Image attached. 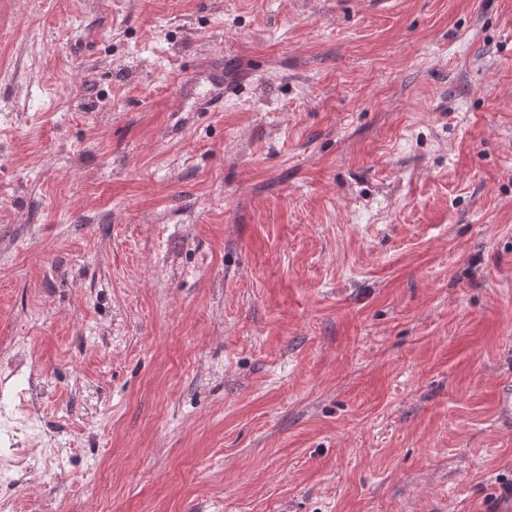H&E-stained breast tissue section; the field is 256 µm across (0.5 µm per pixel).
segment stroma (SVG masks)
Wrapping results in <instances>:
<instances>
[{
    "label": "stroma",
    "instance_id": "35a3bbf8",
    "mask_svg": "<svg viewBox=\"0 0 512 512\" xmlns=\"http://www.w3.org/2000/svg\"><path fill=\"white\" fill-rule=\"evenodd\" d=\"M512 0H0V512H512Z\"/></svg>",
    "mask_w": 512,
    "mask_h": 512
}]
</instances>
